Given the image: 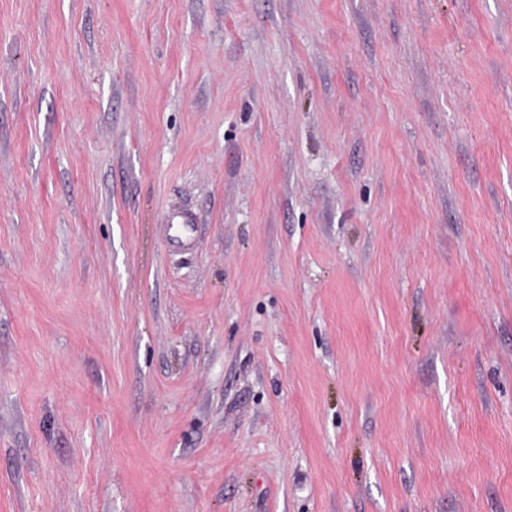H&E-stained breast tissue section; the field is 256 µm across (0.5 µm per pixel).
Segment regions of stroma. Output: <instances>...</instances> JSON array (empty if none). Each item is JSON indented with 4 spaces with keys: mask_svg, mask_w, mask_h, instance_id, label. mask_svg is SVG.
<instances>
[{
    "mask_svg": "<svg viewBox=\"0 0 512 512\" xmlns=\"http://www.w3.org/2000/svg\"><path fill=\"white\" fill-rule=\"evenodd\" d=\"M0 512H512V0H0ZM166 230L170 239H176L184 245H191L195 219L189 212L168 215L166 217Z\"/></svg>",
    "mask_w": 512,
    "mask_h": 512,
    "instance_id": "1",
    "label": "stroma"
}]
</instances>
